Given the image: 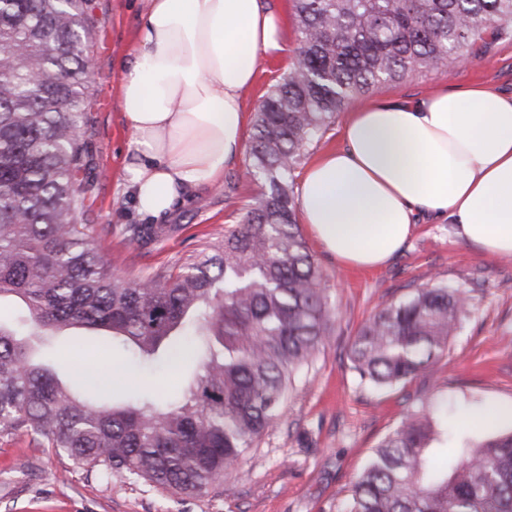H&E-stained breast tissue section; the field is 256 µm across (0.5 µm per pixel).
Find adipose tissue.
<instances>
[{
	"mask_svg": "<svg viewBox=\"0 0 512 512\" xmlns=\"http://www.w3.org/2000/svg\"><path fill=\"white\" fill-rule=\"evenodd\" d=\"M146 3L119 88L132 135L125 180L138 210L158 216L182 191L221 183L240 157L242 95L285 36L270 0ZM299 208L347 266L387 263L424 216L491 256H512V94L450 84L412 101H371L350 113L341 146L305 168Z\"/></svg>",
	"mask_w": 512,
	"mask_h": 512,
	"instance_id": "adipose-tissue-1",
	"label": "adipose tissue"
}]
</instances>
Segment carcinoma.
Segmentation results:
<instances>
[{
	"label": "carcinoma",
	"mask_w": 512,
	"mask_h": 512,
	"mask_svg": "<svg viewBox=\"0 0 512 512\" xmlns=\"http://www.w3.org/2000/svg\"><path fill=\"white\" fill-rule=\"evenodd\" d=\"M292 65L254 115L250 165L262 192L244 221L189 261L135 279L112 273L97 231L138 247L176 224L78 222L87 187L83 115L95 84L90 0H0V298L43 332L105 328L153 367H196L174 399L150 381L133 402L82 396L0 325V436L45 440L72 465L174 495L220 493L277 418L295 374L332 335L325 289L296 217L295 170L352 98L448 55L512 37V0H294ZM464 298L427 285L380 308L352 338L361 380L404 384L448 351ZM444 411H407L373 451L344 512H512V433L439 462Z\"/></svg>",
	"instance_id": "obj_1"
}]
</instances>
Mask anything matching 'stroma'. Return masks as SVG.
Masks as SVG:
<instances>
[{"label":"stroma","instance_id":"1","mask_svg":"<svg viewBox=\"0 0 512 512\" xmlns=\"http://www.w3.org/2000/svg\"><path fill=\"white\" fill-rule=\"evenodd\" d=\"M285 30V49L262 59L255 84L243 94L247 115L289 66L297 43L293 0H273ZM98 19L90 63L97 75L84 115L82 178L88 187L80 222L147 224L123 184L131 155L130 132L120 110L119 77L134 50L143 0H92ZM480 83L512 93V38L490 42L473 62L451 71L424 70L383 84L357 98L415 99L440 86ZM237 186L225 199L223 186L181 193L166 221L179 230L159 244L135 249L121 236L98 237L97 246L113 272L136 277L183 263L225 227L242 223L260 188L246 158L224 170ZM335 313L334 332L300 374L275 421L224 481L219 496L180 498L128 479L74 467L30 436L0 437V512H343V504L372 450L397 426L406 410L429 401L449 412L512 402V257L492 258L454 237L451 224L420 219L404 248L371 270L340 265L314 238L306 240ZM434 283L460 292L467 312L433 367L406 384L376 389L361 382L348 346L359 327L379 308L409 298ZM63 381L80 377L84 359L96 361L112 384L91 380L98 393L131 399L140 380L154 382L161 397L179 394L182 371L143 372L130 354L113 346L106 331L70 330L45 345Z\"/></svg>","mask_w":512,"mask_h":512}]
</instances>
